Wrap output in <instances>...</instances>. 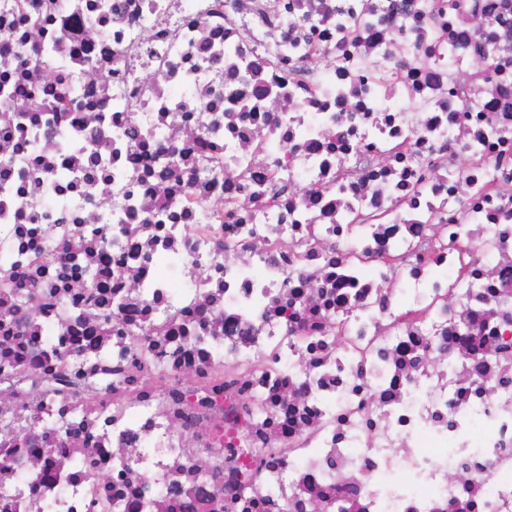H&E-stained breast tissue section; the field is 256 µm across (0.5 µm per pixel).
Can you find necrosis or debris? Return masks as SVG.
Segmentation results:
<instances>
[{"mask_svg":"<svg viewBox=\"0 0 512 512\" xmlns=\"http://www.w3.org/2000/svg\"><path fill=\"white\" fill-rule=\"evenodd\" d=\"M266 2L0 0V512H512V0Z\"/></svg>","mask_w":512,"mask_h":512,"instance_id":"obj_1","label":"necrosis or debris"}]
</instances>
